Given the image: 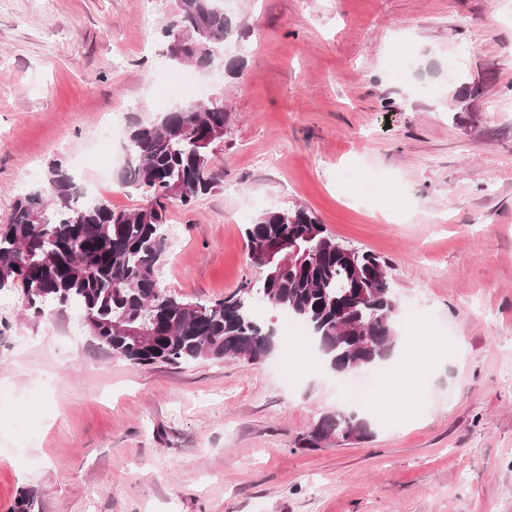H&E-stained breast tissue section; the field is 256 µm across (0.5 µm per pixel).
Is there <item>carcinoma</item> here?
Listing matches in <instances>:
<instances>
[{
    "mask_svg": "<svg viewBox=\"0 0 512 512\" xmlns=\"http://www.w3.org/2000/svg\"><path fill=\"white\" fill-rule=\"evenodd\" d=\"M175 32L197 44L199 62L243 36L221 0H179L178 16L164 36ZM226 119L224 109L210 103L131 119L126 143L133 158L121 184L140 192L136 207L84 202L63 163L53 162L40 185L17 196L9 222L0 224V291L13 292L43 319L77 312L100 348L135 365L204 358L253 364L271 355L272 329L259 322L244 294L201 304L159 285L168 247L166 202L188 205L215 189L221 174L213 159ZM245 237L250 260L264 269L251 289L314 326L334 371L372 368L393 355L395 314L388 306L394 281L381 257L339 243L301 206L256 216ZM281 239L298 246V257L280 270L263 257L265 247ZM134 327L149 335L126 337L124 330ZM370 436L364 418L338 410L317 420L301 446Z\"/></svg>",
    "mask_w": 512,
    "mask_h": 512,
    "instance_id": "1",
    "label": "carcinoma"
}]
</instances>
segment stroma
<instances>
[{
  "label": "stroma",
  "instance_id": "obj_1",
  "mask_svg": "<svg viewBox=\"0 0 512 512\" xmlns=\"http://www.w3.org/2000/svg\"><path fill=\"white\" fill-rule=\"evenodd\" d=\"M178 0H0V224L61 160L113 206L105 139L212 97L224 178L171 203L164 288L209 303L256 283L244 229L302 206L390 267L398 335L436 337L373 368L372 438L299 447L349 379L289 372L282 312L262 363L147 367L96 347L74 313L0 296V512H512V0H227L241 75L173 61ZM410 72L392 79L396 64ZM381 180L362 197L344 169Z\"/></svg>",
  "mask_w": 512,
  "mask_h": 512
}]
</instances>
